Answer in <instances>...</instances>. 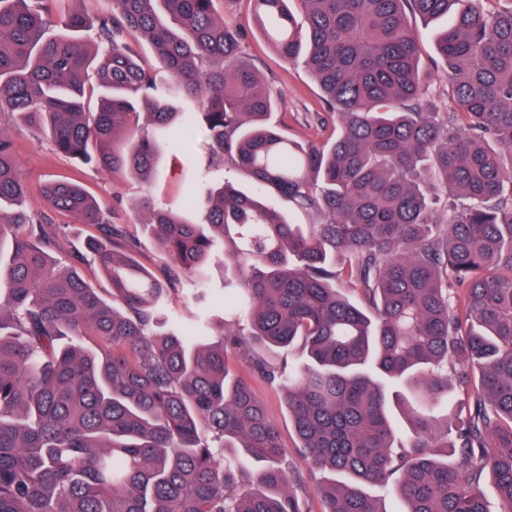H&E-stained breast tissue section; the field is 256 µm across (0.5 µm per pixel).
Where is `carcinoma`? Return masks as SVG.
I'll return each mask as SVG.
<instances>
[{
    "instance_id": "cac0c4a2",
    "label": "carcinoma",
    "mask_w": 512,
    "mask_h": 512,
    "mask_svg": "<svg viewBox=\"0 0 512 512\" xmlns=\"http://www.w3.org/2000/svg\"><path fill=\"white\" fill-rule=\"evenodd\" d=\"M0 0V112L59 153L151 180L203 131L198 199L134 203L159 278L78 183L43 198L97 230L110 288L56 253L0 128V512H300L279 433L229 367L280 384L304 462L343 481L325 512H512V6L487 0H250L302 61L324 141L269 123L276 96L215 0ZM451 76L435 111L409 15ZM148 43L158 69L140 62ZM307 211L295 224L289 211ZM224 269L231 324L204 306ZM198 305L188 322L167 306ZM466 392L452 402L451 389ZM255 462L246 471L238 450Z\"/></svg>"
}]
</instances>
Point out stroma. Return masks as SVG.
I'll return each mask as SVG.
<instances>
[{
  "label": "stroma",
  "instance_id": "1",
  "mask_svg": "<svg viewBox=\"0 0 512 512\" xmlns=\"http://www.w3.org/2000/svg\"><path fill=\"white\" fill-rule=\"evenodd\" d=\"M215 7L226 21L244 25L241 60L255 65L280 96L271 117L272 122L284 123L285 130L291 138L297 139L308 134L313 115L323 109L318 85L302 64L283 59L268 46L261 34L250 26L251 7L248 0H216ZM412 26L421 42V59L431 67L429 81L436 95L437 109L441 112L448 111V73L443 66L435 62L436 53L431 31L417 19L413 20ZM0 126L14 133L23 169L31 186V204L42 208L50 223L61 225L64 230V248L66 251L82 254L80 271L86 279L99 288L108 285L100 272L97 260L86 250L89 228L74 223L71 217L46 206L40 192L46 181L72 178L84 183L101 208L111 214L113 223L122 226L126 238L139 241L140 247L135 253L137 260L150 270L159 271V254L144 233L141 218L134 210L133 204L146 191L150 192L159 204L177 203L194 196L198 190L199 171L188 162L185 154H163L151 185L146 188L139 180L129 175L107 174L78 164L54 150L48 140L35 137L27 131L16 130L10 115L0 114ZM229 364L251 383L263 401L269 419L280 433L283 457L289 469L303 467L300 442L288 416L281 390L255 375L242 355H230Z\"/></svg>",
  "mask_w": 512,
  "mask_h": 512
}]
</instances>
